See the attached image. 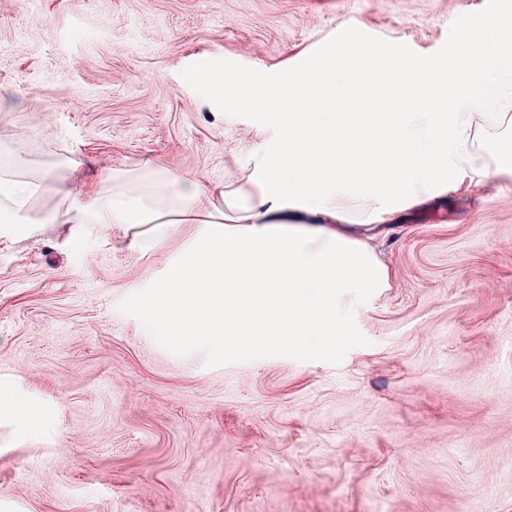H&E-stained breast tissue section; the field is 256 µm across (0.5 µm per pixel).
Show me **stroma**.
<instances>
[{
    "label": "stroma",
    "mask_w": 512,
    "mask_h": 512,
    "mask_svg": "<svg viewBox=\"0 0 512 512\" xmlns=\"http://www.w3.org/2000/svg\"><path fill=\"white\" fill-rule=\"evenodd\" d=\"M486 0H0V160L237 185L274 148L207 100L351 31L447 54ZM397 213L333 345L157 335L195 224L0 235V512H512V158ZM151 245L135 247L134 239Z\"/></svg>",
    "instance_id": "obj_1"
}]
</instances>
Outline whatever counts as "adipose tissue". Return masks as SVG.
<instances>
[{
    "mask_svg": "<svg viewBox=\"0 0 512 512\" xmlns=\"http://www.w3.org/2000/svg\"><path fill=\"white\" fill-rule=\"evenodd\" d=\"M225 109L260 113L279 147L240 187H208L160 163L144 170L68 177L0 167V223L19 218L29 233L47 223L35 199L61 194L72 224L205 225L177 266L151 322L161 335L194 343L268 346L333 338L354 304L388 287L373 247L349 234L352 206L368 224L475 176L502 175L498 155L475 146V121H498L512 106V9L463 25L447 57L418 62L403 49L366 42L328 50L309 67L270 79L258 69L242 90L211 84Z\"/></svg>",
    "mask_w": 512,
    "mask_h": 512,
    "instance_id": "adipose-tissue-1",
    "label": "adipose tissue"
}]
</instances>
